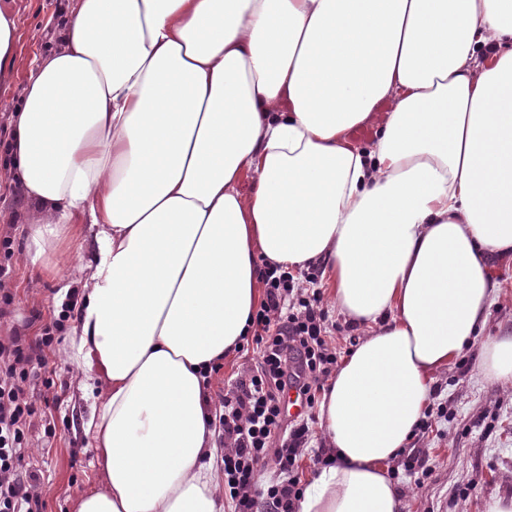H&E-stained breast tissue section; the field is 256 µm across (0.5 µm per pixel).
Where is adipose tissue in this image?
Masks as SVG:
<instances>
[{
    "label": "adipose tissue",
    "instance_id": "adipose-tissue-1",
    "mask_svg": "<svg viewBox=\"0 0 512 512\" xmlns=\"http://www.w3.org/2000/svg\"><path fill=\"white\" fill-rule=\"evenodd\" d=\"M53 39L4 164L38 214L31 263L95 245L70 361L102 481L74 512H224L208 381L263 261L320 267L368 329L297 512H404L387 466L512 255V0H74ZM478 370L512 381V333Z\"/></svg>",
    "mask_w": 512,
    "mask_h": 512
}]
</instances>
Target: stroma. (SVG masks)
<instances>
[{"label": "stroma", "mask_w": 512, "mask_h": 512, "mask_svg": "<svg viewBox=\"0 0 512 512\" xmlns=\"http://www.w3.org/2000/svg\"><path fill=\"white\" fill-rule=\"evenodd\" d=\"M71 3L8 0L17 17L15 64L12 76L0 82V117L19 101L36 59L49 48L55 21ZM30 219L23 194H0V242H10L6 248L0 245V264L10 271L6 286L13 294L12 303L0 310V338L18 335L29 343L61 311L55 281L26 258ZM490 268L501 288L484 329L435 376V395L447 405L450 417L413 439L417 447L429 450L435 471L420 488L405 475L395 481L405 491L406 512H484L491 497H512V384H490L477 370L484 341L512 330V262L495 260ZM67 343L60 338L43 352L50 384L37 388L40 416L33 421L34 443L23 461L25 470L43 477L42 512H72L74 496L98 481L83 433L89 404L64 353ZM46 417L56 423L50 439L42 426Z\"/></svg>", "instance_id": "obj_1"}]
</instances>
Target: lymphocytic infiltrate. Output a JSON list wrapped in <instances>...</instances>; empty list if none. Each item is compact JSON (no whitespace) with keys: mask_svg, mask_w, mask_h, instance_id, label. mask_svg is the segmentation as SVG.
<instances>
[{"mask_svg":"<svg viewBox=\"0 0 512 512\" xmlns=\"http://www.w3.org/2000/svg\"><path fill=\"white\" fill-rule=\"evenodd\" d=\"M266 296L251 317L249 331L259 359L228 380L215 411V427L224 442V495L233 512H296L302 489L296 473L311 440L307 419H284L280 396L296 390L314 407L338 362L330 338L329 311L319 293L308 291L291 271L264 266ZM63 303L52 325L35 344L19 336L0 341V512H42L38 478L24 470L29 430L37 415L34 391L42 377V349L71 317ZM274 462L276 476L259 492L262 464Z\"/></svg>","mask_w":512,"mask_h":512,"instance_id":"obj_1","label":"lymphocytic infiltrate"}]
</instances>
